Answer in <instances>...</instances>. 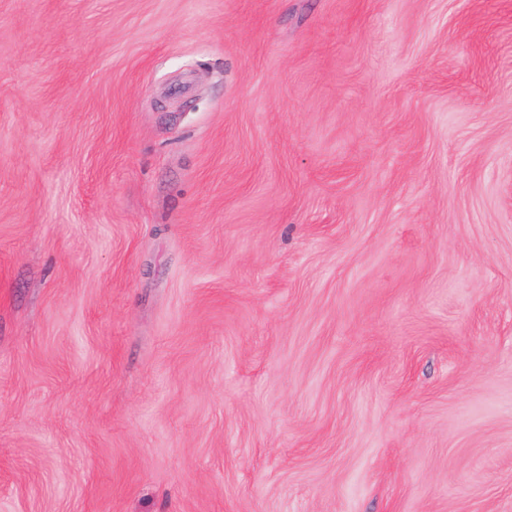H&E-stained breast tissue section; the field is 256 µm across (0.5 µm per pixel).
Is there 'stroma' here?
<instances>
[{"label":"stroma","instance_id":"35a3bbf8","mask_svg":"<svg viewBox=\"0 0 512 512\" xmlns=\"http://www.w3.org/2000/svg\"><path fill=\"white\" fill-rule=\"evenodd\" d=\"M0 512H512V0H0Z\"/></svg>","mask_w":512,"mask_h":512}]
</instances>
